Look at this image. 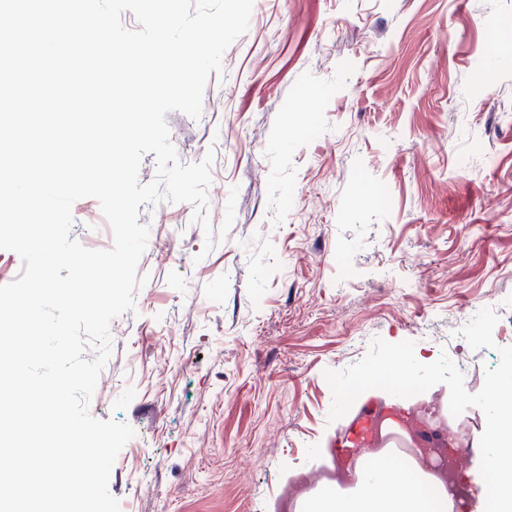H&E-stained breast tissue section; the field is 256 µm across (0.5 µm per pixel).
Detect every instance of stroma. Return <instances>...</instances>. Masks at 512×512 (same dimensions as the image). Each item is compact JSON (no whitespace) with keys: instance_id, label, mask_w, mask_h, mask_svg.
<instances>
[{"instance_id":"35a3bbf8","label":"stroma","mask_w":512,"mask_h":512,"mask_svg":"<svg viewBox=\"0 0 512 512\" xmlns=\"http://www.w3.org/2000/svg\"><path fill=\"white\" fill-rule=\"evenodd\" d=\"M166 122L181 163L215 153L210 225L139 208L146 282L88 406L135 432L121 512H274L361 337L434 357L486 307L512 334V0H254L200 117Z\"/></svg>"}]
</instances>
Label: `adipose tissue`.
Here are the masks:
<instances>
[{"label": "adipose tissue", "mask_w": 512, "mask_h": 512, "mask_svg": "<svg viewBox=\"0 0 512 512\" xmlns=\"http://www.w3.org/2000/svg\"><path fill=\"white\" fill-rule=\"evenodd\" d=\"M309 502V512H448L446 493L428 497L404 462L373 464L360 473L356 488L328 489Z\"/></svg>", "instance_id": "ef3b65f1"}]
</instances>
